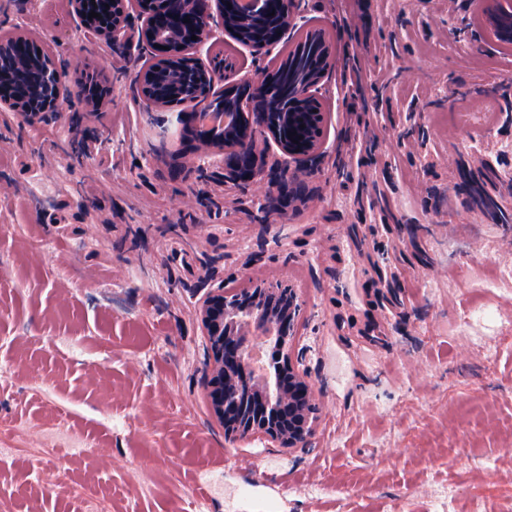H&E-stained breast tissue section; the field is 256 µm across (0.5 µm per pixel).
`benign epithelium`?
I'll return each instance as SVG.
<instances>
[{
	"instance_id": "benign-epithelium-1",
	"label": "benign epithelium",
	"mask_w": 512,
	"mask_h": 512,
	"mask_svg": "<svg viewBox=\"0 0 512 512\" xmlns=\"http://www.w3.org/2000/svg\"><path fill=\"white\" fill-rule=\"evenodd\" d=\"M141 7L140 35L153 48L154 61L142 70L137 93L148 109L168 106L152 92V86L161 72L174 75L189 109L177 112L186 144L181 153L182 164L193 165L207 154L224 156V169L241 181H251L258 171L255 157L250 160L231 159L232 152L243 153L253 145L256 126L261 125L276 142L281 152L292 158H311L321 144L325 114L320 101L310 88L296 95L294 105L307 110L308 125L315 133L295 142L285 129L286 121L269 119V113L259 111L257 100L249 97L254 89L270 84L264 77L255 84L224 86L221 96L224 105L246 108L257 116L256 123L246 124L240 113L227 112L228 122L203 125L199 116L208 110L203 98L213 93L224 81L227 63L214 59L206 66L187 54L192 45H202L209 39L210 25L217 23L224 32L242 40L248 29L244 24L265 11V0H182L185 16L198 20V25L177 31H156L153 28L149 0H139ZM106 24L95 28V33L112 40L114 44L129 42L132 29L127 0H104ZM282 5L277 34L268 37L265 44H274L280 35L296 28L292 2L280 0ZM232 5V12L226 6ZM197 39H192V36ZM26 41L24 32L17 31L0 41V64L8 63V73L0 72V109L12 112L60 111L66 92L68 75L51 53L34 46L30 53L18 56L15 46ZM96 85L92 91L80 88L86 103L95 107L110 94L108 78L95 70ZM270 185L287 191L293 198L301 193L304 180L295 175L290 182L276 173ZM300 305L294 292L286 287L260 285L245 293L227 288H212L199 301L198 313L203 335L209 343L206 364L207 400L210 410L224 427V437L244 440L255 436L264 438L277 448H296L306 442L316 422L315 394L309 380V370L301 358L292 357L294 320ZM264 336L263 344L276 352V379L273 383L255 380L258 359L249 344L252 329Z\"/></svg>"
}]
</instances>
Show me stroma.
Returning <instances> with one entry per match:
<instances>
[{
  "label": "stroma",
  "instance_id": "obj_1",
  "mask_svg": "<svg viewBox=\"0 0 512 512\" xmlns=\"http://www.w3.org/2000/svg\"><path fill=\"white\" fill-rule=\"evenodd\" d=\"M296 3L335 60L286 204L261 134L251 182L219 161L173 172L176 114L136 98L151 49L99 37L70 0H0V40L23 26L111 86L92 113L75 92L45 122L0 113V512H512V291L485 285L512 265V225L459 188L461 165L491 164L512 209V54L482 0ZM294 44L218 30L193 54L223 52L235 84ZM280 281L319 406L290 449L225 440L196 316L209 289Z\"/></svg>",
  "mask_w": 512,
  "mask_h": 512
}]
</instances>
